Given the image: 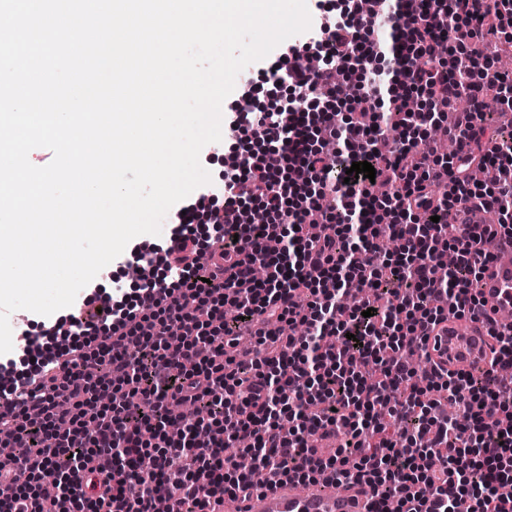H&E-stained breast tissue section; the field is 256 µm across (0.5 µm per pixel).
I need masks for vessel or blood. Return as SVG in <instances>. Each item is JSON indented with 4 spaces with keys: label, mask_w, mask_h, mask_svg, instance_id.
<instances>
[{
    "label": "vessel or blood",
    "mask_w": 512,
    "mask_h": 512,
    "mask_svg": "<svg viewBox=\"0 0 512 512\" xmlns=\"http://www.w3.org/2000/svg\"><path fill=\"white\" fill-rule=\"evenodd\" d=\"M480 291L485 318L452 315L429 333V358L449 372L472 373L489 368L494 360L490 321L501 312L512 311V237H496ZM371 496L369 487L352 481L340 486L319 482L302 487L276 478L250 500L225 497L224 512H369Z\"/></svg>",
    "instance_id": "obj_1"
}]
</instances>
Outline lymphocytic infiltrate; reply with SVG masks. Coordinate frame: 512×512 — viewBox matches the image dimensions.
<instances>
[{"mask_svg":"<svg viewBox=\"0 0 512 512\" xmlns=\"http://www.w3.org/2000/svg\"><path fill=\"white\" fill-rule=\"evenodd\" d=\"M377 45L357 4L281 47L261 77L289 93L267 111L229 113L240 150L222 182L175 206L167 243L132 248L150 271L127 301L93 290L66 315L70 343L36 352L0 384V512H215L225 495L260 487L226 449L248 439L255 467L299 483L331 478L370 487L373 512H512V332L494 366L456 376L396 360L421 353L447 312L482 313L479 282L491 241L512 234V124L486 110L490 86L512 112V76L478 47L512 24V0H401ZM354 76L358 118H340L337 74ZM424 95L411 107L413 95ZM467 107L441 158L424 127ZM488 140L490 150L479 147ZM334 167H326L327 156ZM369 162L375 179L347 178ZM492 175L489 187L471 174ZM392 192L372 194L373 180ZM500 223L442 229L458 204ZM211 224L198 240L194 226ZM399 242L384 250L382 240ZM456 263L440 277L445 253ZM267 269L264 279L256 267ZM357 283V307L343 300ZM446 391L458 417L433 414ZM205 411L180 428L172 404ZM344 441L318 453L311 439ZM26 479L15 483L13 468Z\"/></svg>","mask_w":512,"mask_h":512,"instance_id":"lymphocytic-infiltrate-1","label":"lymphocytic infiltrate"}]
</instances>
